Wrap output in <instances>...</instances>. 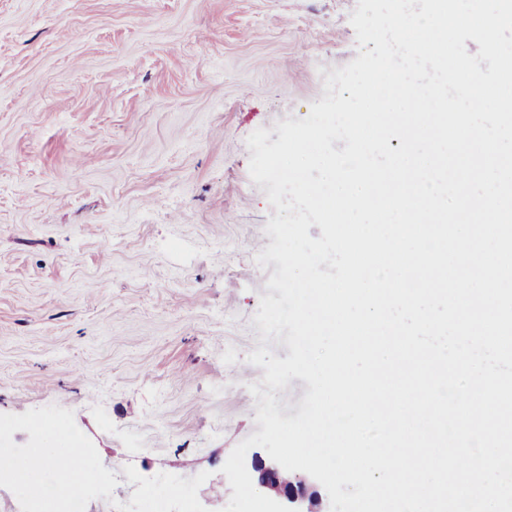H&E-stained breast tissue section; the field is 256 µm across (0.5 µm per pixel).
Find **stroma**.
<instances>
[{
  "instance_id": "35a3bbf8",
  "label": "stroma",
  "mask_w": 512,
  "mask_h": 512,
  "mask_svg": "<svg viewBox=\"0 0 512 512\" xmlns=\"http://www.w3.org/2000/svg\"><path fill=\"white\" fill-rule=\"evenodd\" d=\"M357 0H0V414L73 411L117 486L221 468L260 432L254 321L276 209L247 137L357 58ZM85 164L74 168L73 156Z\"/></svg>"
}]
</instances>
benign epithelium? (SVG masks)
<instances>
[{"label":"benign epithelium","mask_w":512,"mask_h":512,"mask_svg":"<svg viewBox=\"0 0 512 512\" xmlns=\"http://www.w3.org/2000/svg\"><path fill=\"white\" fill-rule=\"evenodd\" d=\"M247 467L252 471L255 482L271 491L270 498L273 500L298 512H325L318 482L312 476H291L277 462L258 455L252 457Z\"/></svg>","instance_id":"obj_1"}]
</instances>
